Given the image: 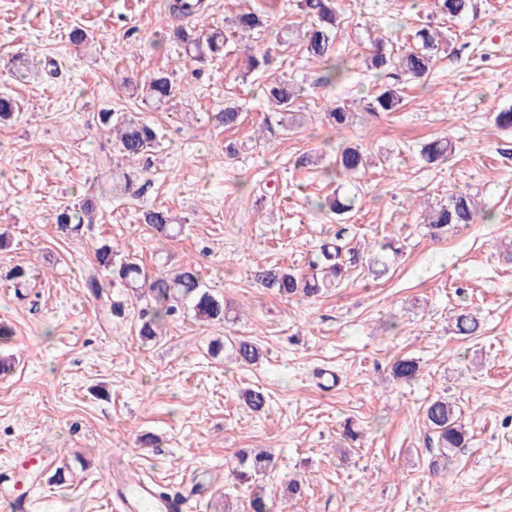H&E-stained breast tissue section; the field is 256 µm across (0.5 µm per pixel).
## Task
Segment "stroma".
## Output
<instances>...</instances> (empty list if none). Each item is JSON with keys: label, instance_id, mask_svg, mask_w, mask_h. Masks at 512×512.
Returning a JSON list of instances; mask_svg holds the SVG:
<instances>
[{"label": "stroma", "instance_id": "35a3bbf8", "mask_svg": "<svg viewBox=\"0 0 512 512\" xmlns=\"http://www.w3.org/2000/svg\"><path fill=\"white\" fill-rule=\"evenodd\" d=\"M189 24L199 33L254 9L268 20L248 41L272 49L274 73L303 92L288 129L258 138L271 115L256 76L244 75V44L229 39L223 57L182 61L161 38L166 0H0V93L20 110L0 123V471L17 475L31 449L51 452L64 482L41 475L39 512H112V470L131 466L156 483L180 488L193 479L200 512H246L263 493L273 512H512V129L496 112L512 107V0H475L473 13L451 20L433 0H338L343 29L335 51L347 70L335 85L318 82L301 44L279 46L282 27L304 29L298 0H205ZM432 24L450 42L427 80L410 84L398 111L373 116L358 108L377 81L363 60L374 40L394 49L413 45ZM84 29L89 44H73ZM34 58L16 77L12 61ZM169 70L178 89L169 107L154 109L124 79ZM357 108L354 124L331 130L325 105ZM243 109L239 128L211 119L224 104ZM130 112L156 124L161 144L131 162L112 153L98 161L107 136L98 112ZM446 137L449 161L423 163V142ZM236 143L235 157L224 154ZM380 155V165L346 177L327 175L340 144ZM317 157L300 167L298 157ZM130 176L128 191L99 199L106 172ZM356 197L343 219L316 200ZM467 192L481 204L476 223L436 236L425 207ZM94 199L82 235L60 238L57 207ZM168 209L183 224L175 240L155 238L141 210ZM342 236L359 260L336 288L313 300L284 298L254 273L271 265L309 271L323 242ZM399 253L383 254L388 242ZM109 244L139 259L148 274L156 255L169 267L194 264L203 284L223 297V323L191 313L167 321L164 334L142 342L135 333L141 303L107 319L108 301L89 297L84 274L95 250ZM385 256L388 273L369 261ZM31 269L18 283L8 273ZM478 318L471 336L456 335L459 308ZM259 346L257 363L236 358L238 341ZM419 360L410 381L394 378L397 359ZM262 390L268 403L251 411L243 396ZM448 398L467 432L464 447L440 448L424 416L430 399ZM352 423L357 440L345 439ZM152 435L154 444L142 442ZM242 448H265L278 459L258 483L230 475ZM302 495L289 493L290 480Z\"/></svg>", "mask_w": 512, "mask_h": 512}]
</instances>
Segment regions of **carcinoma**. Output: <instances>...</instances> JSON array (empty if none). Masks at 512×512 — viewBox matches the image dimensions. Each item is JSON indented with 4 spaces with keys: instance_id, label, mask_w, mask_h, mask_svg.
Returning a JSON list of instances; mask_svg holds the SVG:
<instances>
[{
    "instance_id": "cac0c4a2",
    "label": "carcinoma",
    "mask_w": 512,
    "mask_h": 512,
    "mask_svg": "<svg viewBox=\"0 0 512 512\" xmlns=\"http://www.w3.org/2000/svg\"><path fill=\"white\" fill-rule=\"evenodd\" d=\"M201 2L190 0H169L168 11L171 17L180 20L196 15ZM472 0H435V8L448 18H460L472 9ZM299 8L309 19L304 33V47L307 61L324 64V73L320 84L330 85L339 79L345 71V61L335 56V43L341 31V16L337 0H299ZM265 27V20L254 10H242L231 20L233 32L245 37ZM167 36L183 47L184 56L199 62L217 57L224 52L227 35L218 29L205 35L196 33L184 25L170 28ZM417 44L397 54L387 48L384 41H378L364 58L367 70L380 80L378 90L364 100L363 109L372 115L397 111L403 102L405 85L412 81L425 80L434 67L441 47L448 45V38L442 31L426 24L415 33ZM274 61L270 51L264 50L247 54L246 73H263ZM133 91L153 107L160 109L174 97L176 86L165 72L151 73L139 83L133 85ZM301 87L286 77L275 79L263 85V94L275 111L284 115L293 110L300 96ZM241 110L236 105H226L215 114L218 125L228 129L239 124ZM354 113L347 105L336 101L327 105L324 121L329 128L341 133L351 126ZM96 125L115 134L116 147L122 156L133 161L141 158L158 145V133L155 128L124 112H100ZM454 145L447 138L434 139L421 147L420 155L424 162L434 164L452 156ZM371 166L369 156L359 145H342L333 161L331 172L346 176H355ZM356 199L348 195L336 194L315 203L319 210H328L337 216H344L354 209ZM82 216L69 207L60 208L54 213L53 221L63 236L78 233L83 222H92L93 203L87 201L81 209ZM478 216V204L475 197L467 193L450 196L448 203L440 204L424 217L435 232H443L460 225L473 224ZM143 222L162 237L174 239L183 230V225L174 223L169 211L153 208L143 213ZM321 261L311 263L313 273L303 274L291 269L269 266L258 270L255 278L260 284L274 289L283 296L301 294L307 298L315 297L323 291L340 283L345 271L342 259V247L325 244L320 252ZM96 268L90 270L83 279L86 293L99 299L103 296L105 285L100 273L112 276V287L124 288L133 297L145 301L140 315L137 335L143 341H151L159 336V326L164 319L190 309L194 316L206 322L224 321V299L213 294L199 279L190 264H184L172 270H162L149 277L143 267L129 258L116 259L112 247L103 244L95 251ZM456 331L460 335L470 336L478 331L477 321L466 311L454 316ZM238 360L252 364L260 358L261 352L251 342H240L236 349ZM420 372L418 361L401 358L393 366V376L408 381ZM245 404L254 412L264 410L268 399L260 390H251L244 395ZM426 422L438 440L440 447L447 450L462 446L465 432L458 423L454 406L448 400H432L424 411ZM273 457L266 451L241 450L237 453L236 477L241 481H251L273 471Z\"/></svg>"
}]
</instances>
